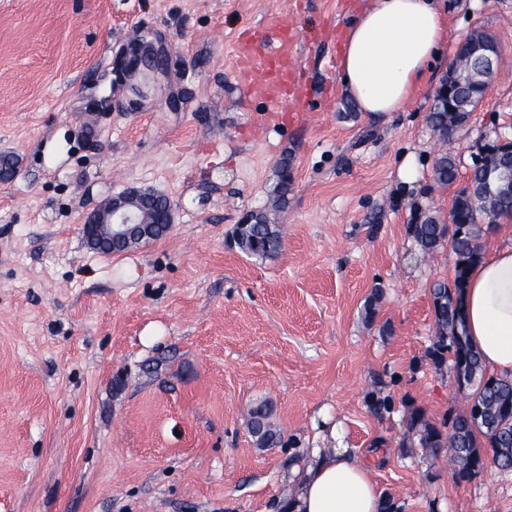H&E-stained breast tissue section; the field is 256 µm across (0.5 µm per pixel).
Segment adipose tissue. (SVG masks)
I'll use <instances>...</instances> for the list:
<instances>
[{
    "mask_svg": "<svg viewBox=\"0 0 512 512\" xmlns=\"http://www.w3.org/2000/svg\"><path fill=\"white\" fill-rule=\"evenodd\" d=\"M448 39L439 0H372L349 26L341 55V78L361 111H400L418 89ZM501 246L471 268L464 293L468 335L485 365L512 374V224H501ZM326 447L297 469L282 512H385L387 501L369 468L330 427Z\"/></svg>",
    "mask_w": 512,
    "mask_h": 512,
    "instance_id": "1",
    "label": "adipose tissue"
}]
</instances>
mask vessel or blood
<instances>
[{"label":"vessel or blood","instance_id":"obj_1","mask_svg":"<svg viewBox=\"0 0 512 512\" xmlns=\"http://www.w3.org/2000/svg\"><path fill=\"white\" fill-rule=\"evenodd\" d=\"M297 30L287 14L266 13L238 34L234 43L236 91L242 111L262 100L265 111L308 120L313 109L303 79Z\"/></svg>","mask_w":512,"mask_h":512}]
</instances>
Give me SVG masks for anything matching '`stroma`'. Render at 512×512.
Here are the masks:
<instances>
[{"mask_svg": "<svg viewBox=\"0 0 512 512\" xmlns=\"http://www.w3.org/2000/svg\"><path fill=\"white\" fill-rule=\"evenodd\" d=\"M369 4L0 0V155L14 162L0 181V512H276L326 417L395 512H512V470L456 480L407 430L412 411L439 422L467 403L426 356L431 288L452 281L454 256L424 253L409 227L447 222L479 145L512 140V0H444L447 46L411 102L379 116L340 78L343 35ZM272 10L303 37L314 123L235 105L234 34ZM477 32L498 70L440 136L435 92ZM143 39L164 65L139 91L114 73ZM409 153L412 181L399 176ZM443 154L456 186L433 180ZM130 187L165 195L174 224L145 246L91 250L85 216ZM250 213L278 225L276 257L236 245ZM374 398L388 409L373 413ZM264 400L274 448L247 429Z\"/></svg>", "mask_w": 512, "mask_h": 512, "instance_id": "1", "label": "stroma"}]
</instances>
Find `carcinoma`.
<instances>
[{
	"mask_svg": "<svg viewBox=\"0 0 512 512\" xmlns=\"http://www.w3.org/2000/svg\"><path fill=\"white\" fill-rule=\"evenodd\" d=\"M482 92L470 87L456 91L454 111L436 103L430 115L433 128L446 136L462 125ZM458 166L454 158L439 157L434 165L436 183L449 186L456 182ZM156 207L145 206L147 223L140 226L134 243L156 240L168 230L165 224H155L152 215ZM493 220L512 215V199L499 205L463 190L455 193L449 217L453 228L429 217L410 226V231L422 250L435 252L445 243L450 244L454 260L452 283L438 281L433 285L432 297L435 315L434 341L426 357L438 370L449 368L458 388H473L465 408L451 411L439 425L425 419L420 411L411 413L407 426L419 435L420 444L433 454L443 450L451 452L455 464L454 476L468 481L483 471L485 458H491L495 467L512 469V376L486 374L480 353L468 336L463 292L471 266L479 259L480 241L485 229L479 224L480 216ZM237 244L250 255L270 258L279 254L282 238L275 225L267 223L265 216L255 217L252 224L237 227ZM272 408L262 402L249 412L248 430L258 448H273L280 442V433L271 421Z\"/></svg>",
	"mask_w": 512,
	"mask_h": 512,
	"instance_id": "obj_1",
	"label": "carcinoma"
}]
</instances>
